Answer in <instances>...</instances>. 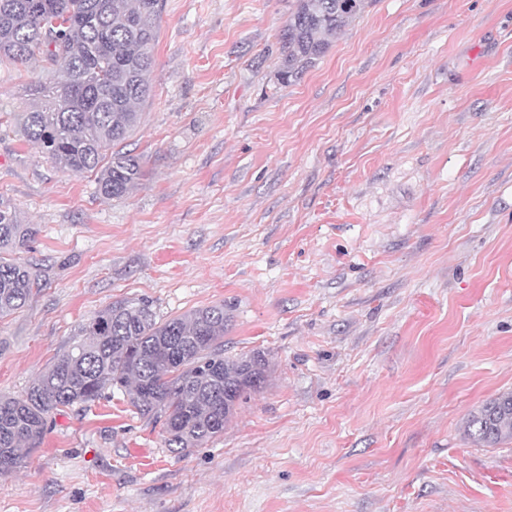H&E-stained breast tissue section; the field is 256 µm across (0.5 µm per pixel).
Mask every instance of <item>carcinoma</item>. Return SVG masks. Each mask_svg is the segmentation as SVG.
<instances>
[{"instance_id":"obj_1","label":"carcinoma","mask_w":512,"mask_h":512,"mask_svg":"<svg viewBox=\"0 0 512 512\" xmlns=\"http://www.w3.org/2000/svg\"><path fill=\"white\" fill-rule=\"evenodd\" d=\"M368 0H296L279 34L280 75L296 79ZM163 0H0V63L41 62L29 84L23 137L57 169L95 176L121 199L144 177L140 158L115 149L139 127L152 92L153 49ZM37 230L0 209V317L24 308L41 279L31 263L6 259ZM224 304L162 319L153 303L117 300L82 327L84 339L41 372L21 396L0 394V477L24 465L62 407H88L116 388L135 413L162 425L170 451L185 454L219 437L239 402L265 383L264 355L224 356ZM237 399L224 403V385ZM466 432L483 446L512 441V392L472 412Z\"/></svg>"}]
</instances>
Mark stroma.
<instances>
[{"instance_id": "35a3bbf8", "label": "stroma", "mask_w": 512, "mask_h": 512, "mask_svg": "<svg viewBox=\"0 0 512 512\" xmlns=\"http://www.w3.org/2000/svg\"><path fill=\"white\" fill-rule=\"evenodd\" d=\"M295 0H164L153 96L107 199L25 141L36 65L0 66V209L42 287L0 318L21 395L117 300L215 303L263 387L179 456L121 391L56 411L0 512H512V0H371L281 80ZM466 432L474 442L488 447L512 441V392H504L472 412Z\"/></svg>"}]
</instances>
